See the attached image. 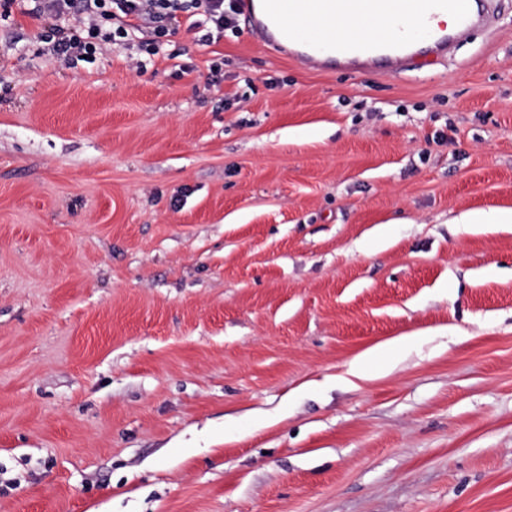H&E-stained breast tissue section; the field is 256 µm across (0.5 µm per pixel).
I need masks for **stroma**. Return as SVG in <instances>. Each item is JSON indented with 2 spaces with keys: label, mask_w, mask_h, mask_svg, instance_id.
I'll list each match as a JSON object with an SVG mask.
<instances>
[{
  "label": "stroma",
  "mask_w": 512,
  "mask_h": 512,
  "mask_svg": "<svg viewBox=\"0 0 512 512\" xmlns=\"http://www.w3.org/2000/svg\"><path fill=\"white\" fill-rule=\"evenodd\" d=\"M0 22V512H512V0L447 59ZM418 335L409 348L352 359Z\"/></svg>",
  "instance_id": "1"
}]
</instances>
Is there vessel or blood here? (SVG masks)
Returning a JSON list of instances; mask_svg holds the SVG:
<instances>
[{"label": "vessel or blood", "instance_id": "1", "mask_svg": "<svg viewBox=\"0 0 512 512\" xmlns=\"http://www.w3.org/2000/svg\"><path fill=\"white\" fill-rule=\"evenodd\" d=\"M475 0H238V15L263 45L316 70L347 66L359 71L386 63L402 71L445 57L471 24ZM453 15L454 30L433 27L437 15ZM343 32L326 42L312 37L317 23ZM378 30L376 39L347 36L350 25Z\"/></svg>", "mask_w": 512, "mask_h": 512}]
</instances>
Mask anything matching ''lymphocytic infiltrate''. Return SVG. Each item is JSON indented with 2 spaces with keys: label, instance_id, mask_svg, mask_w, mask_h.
Masks as SVG:
<instances>
[{
  "label": "lymphocytic infiltrate",
  "instance_id": "1",
  "mask_svg": "<svg viewBox=\"0 0 512 512\" xmlns=\"http://www.w3.org/2000/svg\"><path fill=\"white\" fill-rule=\"evenodd\" d=\"M29 13L52 20L54 51L83 56L95 55L102 45L132 32L146 34L147 51L156 54L169 26L182 18L193 28L209 24L212 43L237 23L234 0H33ZM70 16L78 19V27L60 26V19Z\"/></svg>",
  "mask_w": 512,
  "mask_h": 512
}]
</instances>
